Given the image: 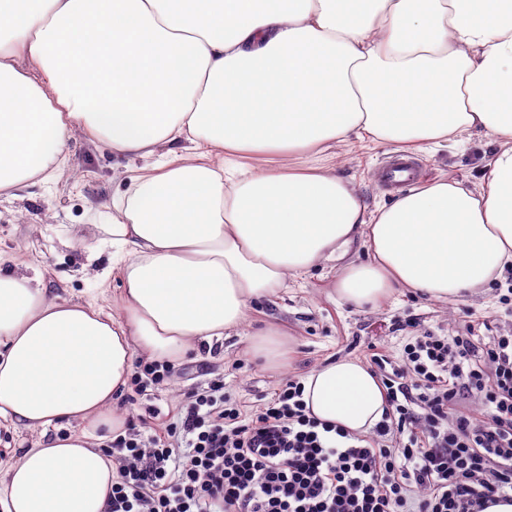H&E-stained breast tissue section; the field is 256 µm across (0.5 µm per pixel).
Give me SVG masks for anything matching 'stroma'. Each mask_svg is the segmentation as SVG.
I'll use <instances>...</instances> for the list:
<instances>
[{
	"instance_id": "35a3bbf8",
	"label": "stroma",
	"mask_w": 512,
	"mask_h": 512,
	"mask_svg": "<svg viewBox=\"0 0 512 512\" xmlns=\"http://www.w3.org/2000/svg\"><path fill=\"white\" fill-rule=\"evenodd\" d=\"M495 148L493 139L483 135L473 136L461 147H426L416 154L422 163L421 178L448 176L479 185L485 175L484 160ZM395 153L391 142L343 145L336 150L339 173L355 178L369 208L389 203L395 196L376 177ZM143 164V159L118 158L107 149L73 138L62 178L49 184L27 182L14 195H0V255L23 264L46 265L50 270L47 288H67L72 300L98 295L102 291L84 277L81 267L89 249L111 252L107 226L112 195L127 187L128 170ZM338 270V262H326L278 289L271 300L250 310L238 333L214 342L211 349L190 352L167 384L134 401L121 398V409L136 416L152 406L166 421L176 416L191 392L220 381L227 396L251 411L280 384L300 380L328 360L351 357L366 362L371 354L380 353L397 367L404 345L416 336L470 334L485 343L497 333L512 331V307L502 302L512 283L508 279L448 304L400 292L378 308L357 309L336 298ZM121 286L120 280H110L102 293L115 298ZM267 325L291 337L292 360L279 371L267 369L246 351L250 334Z\"/></svg>"
}]
</instances>
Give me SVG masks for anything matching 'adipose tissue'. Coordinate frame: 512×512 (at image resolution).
Segmentation results:
<instances>
[{
	"mask_svg": "<svg viewBox=\"0 0 512 512\" xmlns=\"http://www.w3.org/2000/svg\"><path fill=\"white\" fill-rule=\"evenodd\" d=\"M476 131L497 144L480 185L440 176L372 210L334 162ZM76 136L147 161L112 200L123 288L75 302L0 267V426L36 434L0 464V512H105L135 357L182 361L353 243L336 295L358 308L512 268V0H0V193L54 180ZM248 351L291 360L275 327ZM301 384L321 421L382 418L360 360Z\"/></svg>",
	"mask_w": 512,
	"mask_h": 512,
	"instance_id": "obj_1",
	"label": "adipose tissue"
}]
</instances>
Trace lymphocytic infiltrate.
I'll list each match as a JSON object with an SVG mask.
<instances>
[{
    "instance_id": "obj_1",
    "label": "lymphocytic infiltrate",
    "mask_w": 512,
    "mask_h": 512,
    "mask_svg": "<svg viewBox=\"0 0 512 512\" xmlns=\"http://www.w3.org/2000/svg\"><path fill=\"white\" fill-rule=\"evenodd\" d=\"M371 362L385 413L367 435L310 416L294 380L250 415L216 382L160 430L127 421L106 512H485L512 495V336L428 333L402 369Z\"/></svg>"
}]
</instances>
